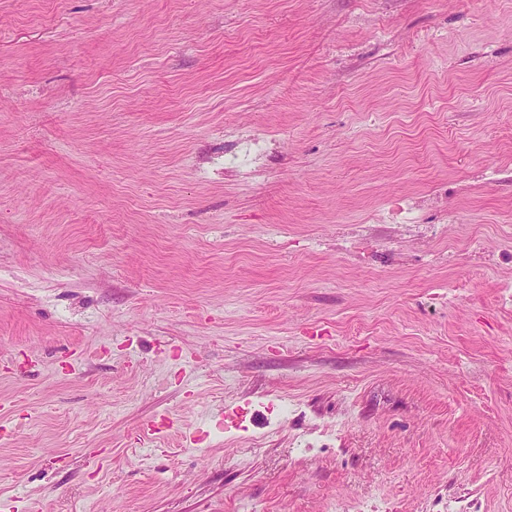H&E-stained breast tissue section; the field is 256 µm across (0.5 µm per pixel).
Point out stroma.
<instances>
[{
    "label": "stroma",
    "instance_id": "35a3bbf8",
    "mask_svg": "<svg viewBox=\"0 0 512 512\" xmlns=\"http://www.w3.org/2000/svg\"><path fill=\"white\" fill-rule=\"evenodd\" d=\"M512 0H0V503L512 512Z\"/></svg>",
    "mask_w": 512,
    "mask_h": 512
}]
</instances>
